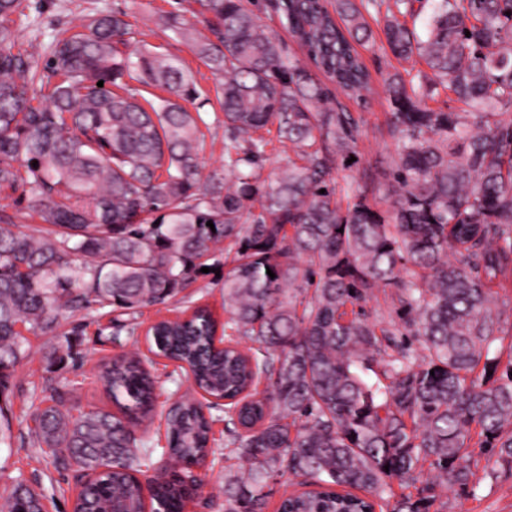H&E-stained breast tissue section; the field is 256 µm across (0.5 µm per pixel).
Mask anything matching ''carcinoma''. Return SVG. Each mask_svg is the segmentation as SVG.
<instances>
[{
	"label": "carcinoma",
	"mask_w": 512,
	"mask_h": 512,
	"mask_svg": "<svg viewBox=\"0 0 512 512\" xmlns=\"http://www.w3.org/2000/svg\"><path fill=\"white\" fill-rule=\"evenodd\" d=\"M417 1L195 0L204 33L160 17L219 82L218 179L202 177L200 116L183 106L199 98L192 74L155 46L130 50L124 12L98 11L21 54L12 16L27 0H0V192L42 221L24 231L0 206V395L28 356L18 326L54 335L65 311L167 307L216 250L228 266L224 322L197 306L145 333L151 354L190 370V395L166 413L164 477L149 475L135 434L156 400L139 356L100 367L113 411L75 417L51 385L31 403L29 445L91 477L73 512H186L211 452L205 410L221 401L237 459L224 512H264L284 477L305 490L278 512H430L440 491H474L480 471L512 473V343L499 377L502 354L490 356L512 311L499 294L512 282V0H431L424 39L400 21ZM371 7L385 10L391 53L433 75L386 82L397 159L384 210L358 188L342 205L331 178L358 121L326 83L368 103L358 46L372 39ZM440 88L456 107H428ZM269 125L288 162L263 178ZM380 293L395 315L386 326L365 310ZM65 342L50 365L78 357ZM474 429L492 468L474 455ZM395 479L422 482L417 496L396 494ZM42 500L19 480L0 512H41Z\"/></svg>",
	"instance_id": "1"
}]
</instances>
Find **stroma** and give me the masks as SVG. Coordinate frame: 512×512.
I'll return each instance as SVG.
<instances>
[{
	"instance_id": "obj_1",
	"label": "stroma",
	"mask_w": 512,
	"mask_h": 512,
	"mask_svg": "<svg viewBox=\"0 0 512 512\" xmlns=\"http://www.w3.org/2000/svg\"><path fill=\"white\" fill-rule=\"evenodd\" d=\"M194 7L192 0H32L26 15L17 17L13 27L18 37L16 51L27 49L31 40H50L60 29L80 31L89 15L95 11L115 9L126 13L129 23L140 40L160 46L181 58L191 69L197 89L206 103L200 110V129L204 135L199 158L204 175L224 173V114L217 98V79L200 60L191 46L172 39L170 31L159 24L160 16L174 13L187 19ZM373 31V44L362 48L361 54L372 76V93L367 107H360L355 97L344 102L359 120L355 145L357 163L352 168L337 166L332 176L339 188L347 184L360 185L368 195H382L391 182L396 159V145L388 133L391 110L385 80L394 73L404 72L405 63L397 61L385 46L382 27L384 17L371 14L368 18ZM111 309L64 312L62 331L74 332L73 343L81 354L79 361L56 368L47 358L59 343L58 337L28 335L29 355L18 367L13 388L7 397L10 409L9 428L0 436V495L7 494L15 480H24L45 498L48 512H72V493L66 492L73 483V471H57L53 454L46 448L26 446L31 424V384L49 380L69 393L75 411L111 409L112 399L96 378L99 365L113 355L130 351L146 352L144 336L116 332ZM213 437L216 454L205 467L206 484L187 512H224V475L230 465L223 454L227 424L223 410H213ZM437 512H512V476L481 479L473 496L464 497L445 491L436 502Z\"/></svg>"
}]
</instances>
